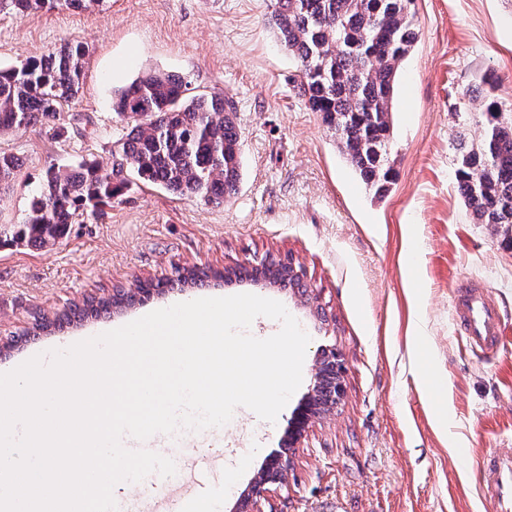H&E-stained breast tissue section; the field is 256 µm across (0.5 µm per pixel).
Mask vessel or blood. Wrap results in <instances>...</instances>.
<instances>
[{
    "mask_svg": "<svg viewBox=\"0 0 512 512\" xmlns=\"http://www.w3.org/2000/svg\"><path fill=\"white\" fill-rule=\"evenodd\" d=\"M454 309L467 341L480 348L497 345L502 323L489 289L457 291ZM478 476L490 494L493 512H512V453L495 451L484 455Z\"/></svg>",
    "mask_w": 512,
    "mask_h": 512,
    "instance_id": "1",
    "label": "vessel or blood"
}]
</instances>
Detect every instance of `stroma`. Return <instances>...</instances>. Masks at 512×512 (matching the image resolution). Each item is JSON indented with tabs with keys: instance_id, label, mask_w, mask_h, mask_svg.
Returning a JSON list of instances; mask_svg holds the SVG:
<instances>
[{
	"instance_id": "obj_1",
	"label": "stroma",
	"mask_w": 512,
	"mask_h": 512,
	"mask_svg": "<svg viewBox=\"0 0 512 512\" xmlns=\"http://www.w3.org/2000/svg\"><path fill=\"white\" fill-rule=\"evenodd\" d=\"M267 0H104L0 12V67L84 43L78 97L61 109L64 135L33 125L0 134L20 168L0 195V224L24 221L49 168L111 169L124 123L115 92L148 71L176 73L193 92L231 101L241 137L240 181L224 202L181 198L132 179L99 220L72 224L58 244L0 246V373L31 357L121 327L190 299L251 293L281 302L308 334L300 387L276 422L240 407L223 427L143 447L174 460L207 453L209 483L234 486L219 512H234L300 399L321 351L346 361L345 394L292 454L286 484L261 512H490L476 482L481 457L512 448V245L474 223L455 181L459 135L474 137L472 98L495 89L512 101V0H415L417 42L393 108L392 184L373 200L340 156L320 113L293 93L295 60L265 21ZM292 259L307 296L250 281L170 290L112 314L66 322L73 306L261 258ZM463 281L489 288L504 315L497 354L476 355L452 320ZM51 333L31 336L43 319ZM447 384L439 405L428 380Z\"/></svg>"
}]
</instances>
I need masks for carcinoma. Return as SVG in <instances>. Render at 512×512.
<instances>
[{
    "label": "carcinoma",
    "instance_id": "1",
    "mask_svg": "<svg viewBox=\"0 0 512 512\" xmlns=\"http://www.w3.org/2000/svg\"><path fill=\"white\" fill-rule=\"evenodd\" d=\"M64 2L90 9L103 0H3L15 14ZM414 0H270L267 23L298 63L295 96L322 115L337 148L362 182L382 198L389 190L388 148L393 136L395 90L403 61L418 37ZM85 47L69 42L55 53L0 69V133L55 123L62 104L78 94ZM115 117L128 129L120 162L109 172L94 164L51 168L40 197L21 224H0V242L45 248L65 237L77 217L96 220L100 206L120 197L128 173L169 192L222 202L240 179V135L232 104L221 97L190 93L184 77L150 71L113 98ZM484 121L476 141L457 146L455 180L479 224L512 239V107L489 91L479 104ZM19 158L0 153V190L9 186ZM301 277L273 260L262 270L241 267L214 278L277 284ZM208 277L188 270L166 288L196 287Z\"/></svg>",
    "mask_w": 512,
    "mask_h": 512
}]
</instances>
